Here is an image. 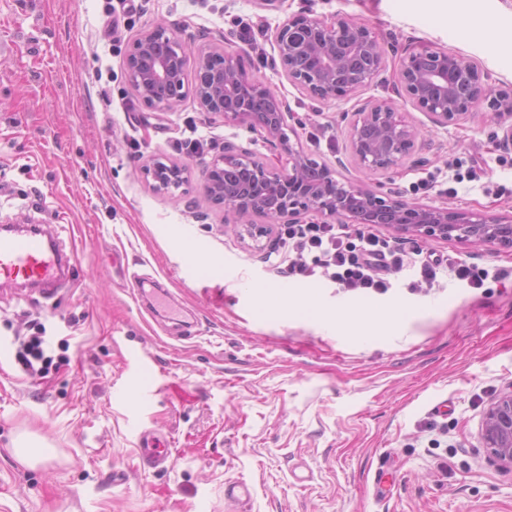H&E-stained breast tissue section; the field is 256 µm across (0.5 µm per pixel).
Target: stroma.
Wrapping results in <instances>:
<instances>
[{
    "instance_id": "stroma-1",
    "label": "stroma",
    "mask_w": 512,
    "mask_h": 512,
    "mask_svg": "<svg viewBox=\"0 0 512 512\" xmlns=\"http://www.w3.org/2000/svg\"><path fill=\"white\" fill-rule=\"evenodd\" d=\"M109 2L0 0V225L57 228L72 257L53 297L0 284V347L43 326L61 362L41 380L0 357V512H512V469L480 439L486 409L512 390V249L376 224L409 257L387 291L288 276L276 236L248 235L262 216L205 191L224 152L276 168L287 154L190 95L148 108L125 78L130 43L158 25L188 49L239 52L286 99L291 141L335 179L511 220L512 117L482 103L437 126L393 84L405 50L427 45L511 86L512 52L487 24L512 29V0H136L115 27ZM302 13L366 25L385 69L351 96L311 100L274 64L276 28ZM368 101L421 132L398 169L371 172L350 153ZM196 133L211 140L203 154L176 149ZM156 158L186 183L156 190L144 174ZM421 249L488 276L416 287ZM306 298L323 314L290 310ZM398 305L409 315L395 325ZM145 432L173 440L168 469L143 460ZM23 436L46 445L28 465L13 452ZM233 481L248 500L225 499Z\"/></svg>"
}]
</instances>
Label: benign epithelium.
Returning <instances> with one entry per match:
<instances>
[{
	"label": "benign epithelium",
	"instance_id": "1",
	"mask_svg": "<svg viewBox=\"0 0 512 512\" xmlns=\"http://www.w3.org/2000/svg\"><path fill=\"white\" fill-rule=\"evenodd\" d=\"M273 47L288 81L319 100L349 96L370 85L386 61L373 32L346 19L286 20L274 33ZM190 66L196 81L189 89L185 72ZM125 76L151 107L169 109L191 92L202 111L242 124L288 153L284 170L268 168L246 154H226L214 161L206 175V192L213 203L242 217L258 214L271 223H284L313 213L347 224H382L425 239L512 248V220L384 198L335 179L330 169L291 144L286 100L244 73L235 52L191 53L175 32L156 26L132 43ZM485 80L487 75L470 58L419 47L407 49L400 59L393 89L437 126L459 123L481 101L512 116V88L493 90ZM419 137L420 130L390 103L376 102L356 112L350 151L365 169L388 171L412 155ZM145 171L160 190L178 188L185 181L182 168L158 160ZM481 444L496 461L512 467V390L498 396L485 412Z\"/></svg>",
	"mask_w": 512,
	"mask_h": 512
}]
</instances>
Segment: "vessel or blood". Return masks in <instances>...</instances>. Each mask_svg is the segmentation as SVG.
I'll return each instance as SVG.
<instances>
[{
  "label": "vessel or blood",
  "instance_id": "obj_1",
  "mask_svg": "<svg viewBox=\"0 0 512 512\" xmlns=\"http://www.w3.org/2000/svg\"><path fill=\"white\" fill-rule=\"evenodd\" d=\"M68 269L61 244L51 231L16 228L0 236L1 280H21L52 294L67 285ZM140 445L155 467L166 468L171 450L163 441L144 433Z\"/></svg>",
  "mask_w": 512,
  "mask_h": 512
}]
</instances>
